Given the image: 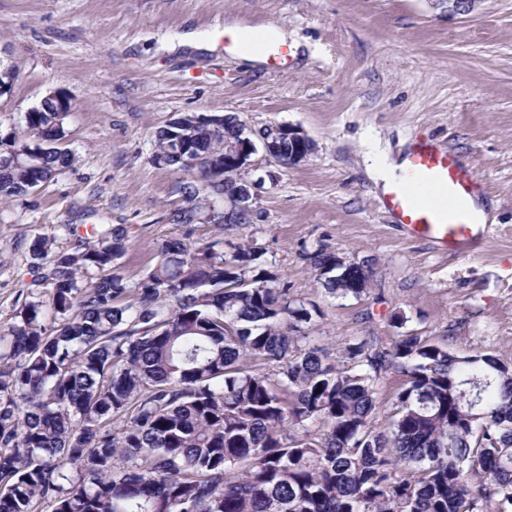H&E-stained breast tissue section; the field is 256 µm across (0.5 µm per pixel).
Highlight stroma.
<instances>
[{
  "label": "stroma",
  "instance_id": "1",
  "mask_svg": "<svg viewBox=\"0 0 512 512\" xmlns=\"http://www.w3.org/2000/svg\"><path fill=\"white\" fill-rule=\"evenodd\" d=\"M228 26L288 29V70L203 45ZM0 59L17 68L0 132L59 90L74 104L63 145L76 157L0 205V326L35 275V238L63 253L87 225L122 224L128 284L173 239L228 255L253 244L290 297L317 307L305 331L334 356L417 334L512 363V0L469 15L431 0H0ZM184 112L292 125L316 150L290 169L257 151L252 223L187 228L169 220L185 175L154 160L156 131ZM418 137L449 145L486 184L493 231L475 256L407 238L379 207L380 165ZM324 244L371 263L360 297L326 294L309 260Z\"/></svg>",
  "mask_w": 512,
  "mask_h": 512
}]
</instances>
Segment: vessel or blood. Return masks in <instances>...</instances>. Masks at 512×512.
I'll return each instance as SVG.
<instances>
[{
    "label": "vessel or blood",
    "instance_id": "obj_1",
    "mask_svg": "<svg viewBox=\"0 0 512 512\" xmlns=\"http://www.w3.org/2000/svg\"><path fill=\"white\" fill-rule=\"evenodd\" d=\"M257 51L275 70H287V47L266 35L253 37ZM401 178L380 197L390 223L405 235L426 241L434 250L464 259L484 244L492 226L481 215L484 181L444 144L415 140L404 155Z\"/></svg>",
    "mask_w": 512,
    "mask_h": 512
}]
</instances>
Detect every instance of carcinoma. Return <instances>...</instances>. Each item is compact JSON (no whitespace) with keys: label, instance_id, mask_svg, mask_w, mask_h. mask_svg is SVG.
<instances>
[{"label":"carcinoma","instance_id":"obj_1","mask_svg":"<svg viewBox=\"0 0 512 512\" xmlns=\"http://www.w3.org/2000/svg\"><path fill=\"white\" fill-rule=\"evenodd\" d=\"M40 108L0 142L1 202L75 161L54 146L55 102ZM239 124L184 113L157 130L155 155L205 178L187 154L224 167ZM191 187L171 212L187 227L218 199ZM129 246L122 224H92L52 257L47 238L32 243L51 258L32 285L52 302L26 300L0 326V512H512V364L408 335L348 343L338 365L310 345L312 310L273 285L261 248L167 242L131 286ZM309 259L330 297L365 292L328 247ZM390 369L407 383L380 430Z\"/></svg>","mask_w":512,"mask_h":512}]
</instances>
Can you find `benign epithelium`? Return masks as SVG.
Returning a JSON list of instances; mask_svg holds the SVG:
<instances>
[{"label": "benign epithelium", "mask_w": 512, "mask_h": 512, "mask_svg": "<svg viewBox=\"0 0 512 512\" xmlns=\"http://www.w3.org/2000/svg\"><path fill=\"white\" fill-rule=\"evenodd\" d=\"M446 11L467 15L474 12L481 0H435ZM262 146L266 156L289 168L304 162L315 150V144L300 129L291 125H267L258 130L244 129L233 140L224 141V169L232 171L236 178L230 188L224 190V209L218 221L235 222L237 215L255 212L253 183L245 178L250 158Z\"/></svg>", "instance_id": "obj_1"}]
</instances>
